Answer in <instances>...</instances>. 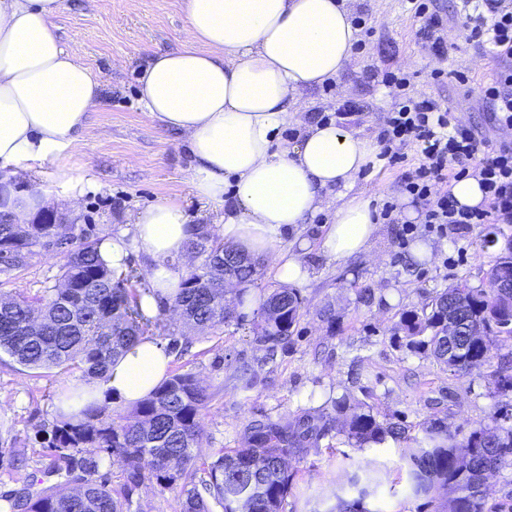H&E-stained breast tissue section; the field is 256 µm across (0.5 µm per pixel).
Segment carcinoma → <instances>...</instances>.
Here are the masks:
<instances>
[{"mask_svg":"<svg viewBox=\"0 0 512 512\" xmlns=\"http://www.w3.org/2000/svg\"><path fill=\"white\" fill-rule=\"evenodd\" d=\"M0 214V258L21 263L42 242L63 245L75 238L72 224H30L22 234ZM200 265L181 275L170 310L183 324L223 332L228 319L224 255L232 257L229 274L249 283L261 262L211 235L204 227L189 243ZM512 250L484 273L485 286L466 283L438 293L422 311L400 318L406 345L433 355L452 374L482 366L494 356V341L512 336V288H498L500 276L512 279ZM64 288L34 298H0V353L31 370L81 372L101 378L129 343L139 339L140 322H150L112 269L98 257V243L84 240L61 264ZM303 299L294 288L280 287L262 299L255 341L268 354L288 342L301 316ZM458 334L448 338V319ZM209 395L190 373H176L129 411L108 402L88 401L77 415L60 420L46 438L52 462L36 491L24 488L0 497L3 512H124L145 483L160 493H174L181 512H283L293 484L291 462L307 453L332 430L336 418L321 411L288 426L255 423L249 444L223 450L213 461L203 453L202 416ZM351 445L362 448L402 433L394 423L377 421L371 410L351 409L343 424ZM410 455L406 483L414 497L436 503V512H485L482 486L486 474L512 457V428L501 434L481 424L458 437L439 421L424 428ZM122 463L119 482L101 472L105 460ZM372 464L352 478L359 493L370 495L382 485Z\"/></svg>","mask_w":512,"mask_h":512,"instance_id":"1","label":"carcinoma"}]
</instances>
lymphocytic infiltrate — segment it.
<instances>
[{
	"mask_svg": "<svg viewBox=\"0 0 512 512\" xmlns=\"http://www.w3.org/2000/svg\"><path fill=\"white\" fill-rule=\"evenodd\" d=\"M465 40L483 53L503 59L482 97L497 125L512 127V0H475L463 23ZM379 159L404 161L415 147L416 167L401 175L404 190L421 201L425 223L439 229L471 224H512V142L477 137L453 112L434 99L405 98L385 118L378 135ZM474 175L485 194L483 206L458 205L446 185Z\"/></svg>",
	"mask_w": 512,
	"mask_h": 512,
	"instance_id": "f902f5d3",
	"label": "lymphocytic infiltrate"
}]
</instances>
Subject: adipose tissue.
<instances>
[{"label": "adipose tissue", "instance_id": "ef3b65f1", "mask_svg": "<svg viewBox=\"0 0 512 512\" xmlns=\"http://www.w3.org/2000/svg\"><path fill=\"white\" fill-rule=\"evenodd\" d=\"M59 0H0V165L28 173L58 164L60 200L75 207L94 180L66 159L93 137L87 123L101 85L60 44L51 19ZM186 39L149 56L141 69L146 112L184 137L195 194L224 209L220 234L240 252L269 258L281 282L301 285L309 246L300 228L328 196L338 205L323 225L319 250L334 262L368 251L378 232L370 199L351 189L373 158L372 141L334 123L306 124L293 143L279 133L290 102L336 78L351 61L358 30L348 0H185ZM196 229L175 198L134 214L129 227L100 242L107 267L121 271L131 254L147 262L138 302L156 314L175 295V259ZM297 248H284L287 236ZM171 357L156 341L129 345L89 389L125 407L147 398L169 376Z\"/></svg>", "mask_w": 512, "mask_h": 512}]
</instances>
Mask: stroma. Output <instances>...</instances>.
I'll return each mask as SVG.
<instances>
[{
    "label": "stroma",
    "mask_w": 512,
    "mask_h": 512,
    "mask_svg": "<svg viewBox=\"0 0 512 512\" xmlns=\"http://www.w3.org/2000/svg\"><path fill=\"white\" fill-rule=\"evenodd\" d=\"M448 18L453 42L447 57L435 56L421 41L406 0H359L355 13L374 32L356 44L351 62L336 79L305 92L304 116L333 114L346 101L361 111L349 121L377 140L400 90L367 81L370 72L400 71L411 76L410 95L441 101L482 138L512 142V129L492 120L480 98L479 84L497 68L477 56L463 38L456 0H432ZM186 27L185 0H59L53 30L62 46L90 69L103 87L101 103L90 116L93 139L82 143L70 162L90 173L96 186L64 214L76 230L102 240L124 228L130 216L166 198L180 199L188 221L214 230L224 221L223 208L206 203L191 190L188 146L177 132L145 112L139 77L146 59L179 47ZM470 72L468 83L432 80L436 69ZM402 166L373 161L358 176L354 194L375 206L392 201L394 221H381L369 253L333 262L319 251L305 257L311 274L299 286L303 315L291 339L273 361L255 340L259 298L279 287L270 262H263L249 284V304L235 307L222 334L192 330L160 307L147 338L168 344L179 336L186 349L174 356L172 373H190L210 400L203 417L208 454L247 445L257 422L285 425L316 410L333 411L337 401L370 408L377 420L402 427L398 438L367 448L351 447L341 427H334L295 465L294 488L285 512H325L330 491L356 498L349 485L359 465L385 464L388 475L367 498L370 512H435L424 497L410 496L398 483V471L416 448L415 438L434 420L468 432L473 425L493 428L512 409V391L502 393L481 366L453 375L433 356L402 345L398 325L403 312L421 310L436 293L465 281L478 287L486 270L512 247V224H483L440 235L428 231L423 208L403 193ZM417 230L400 242L404 224ZM431 245L429 259L414 257L415 244ZM63 247H33L22 266L0 262V295L35 297L57 285ZM59 370H27L0 360V495L27 487L50 464L44 439L56 422L57 396L76 382ZM27 463L17 467L14 453Z\"/></svg>",
    "instance_id": "1"
}]
</instances>
